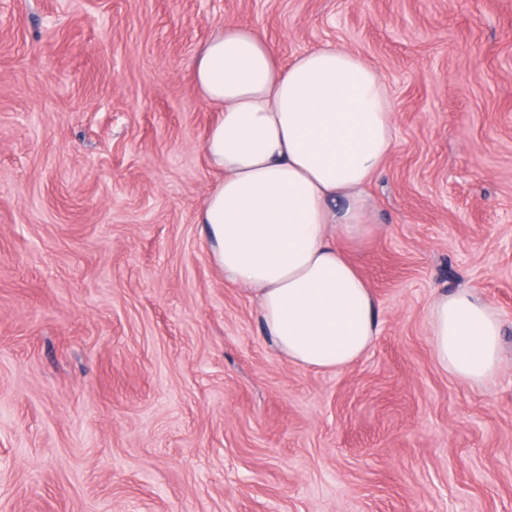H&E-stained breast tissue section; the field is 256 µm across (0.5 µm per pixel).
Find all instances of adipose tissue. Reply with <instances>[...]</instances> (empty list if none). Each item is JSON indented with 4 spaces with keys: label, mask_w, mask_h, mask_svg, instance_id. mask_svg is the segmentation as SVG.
Listing matches in <instances>:
<instances>
[{
    "label": "adipose tissue",
    "mask_w": 512,
    "mask_h": 512,
    "mask_svg": "<svg viewBox=\"0 0 512 512\" xmlns=\"http://www.w3.org/2000/svg\"><path fill=\"white\" fill-rule=\"evenodd\" d=\"M192 68L219 114L203 151L223 177L198 213L213 262L253 294L289 363L351 366L379 330L374 295L345 251L375 229L367 187L394 146L384 80L341 46L280 65L267 38L245 24L220 28ZM430 334L436 361L456 379H494L501 322L477 293H437Z\"/></svg>",
    "instance_id": "1"
}]
</instances>
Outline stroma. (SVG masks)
I'll list each match as a JSON object with an SVG mask.
<instances>
[{
    "instance_id": "obj_1",
    "label": "stroma",
    "mask_w": 512,
    "mask_h": 512,
    "mask_svg": "<svg viewBox=\"0 0 512 512\" xmlns=\"http://www.w3.org/2000/svg\"><path fill=\"white\" fill-rule=\"evenodd\" d=\"M230 22L390 91L348 368L288 363L197 222ZM462 288L502 324L480 388L432 353ZM0 512H512V0H0Z\"/></svg>"
}]
</instances>
